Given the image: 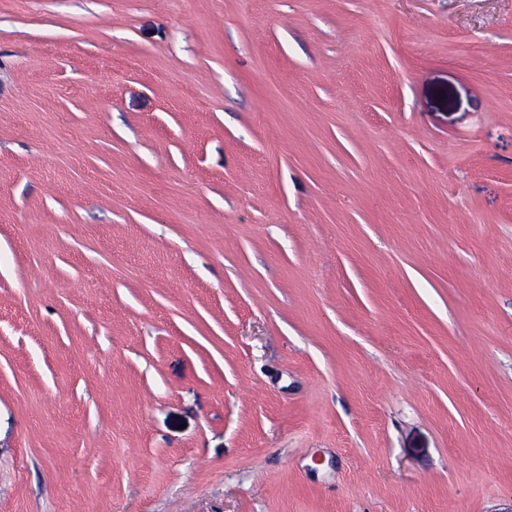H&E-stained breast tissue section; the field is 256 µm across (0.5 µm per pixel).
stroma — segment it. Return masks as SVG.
<instances>
[{
  "mask_svg": "<svg viewBox=\"0 0 512 512\" xmlns=\"http://www.w3.org/2000/svg\"><path fill=\"white\" fill-rule=\"evenodd\" d=\"M0 512H512V0L0 5Z\"/></svg>",
  "mask_w": 512,
  "mask_h": 512,
  "instance_id": "1",
  "label": "stroma"
}]
</instances>
